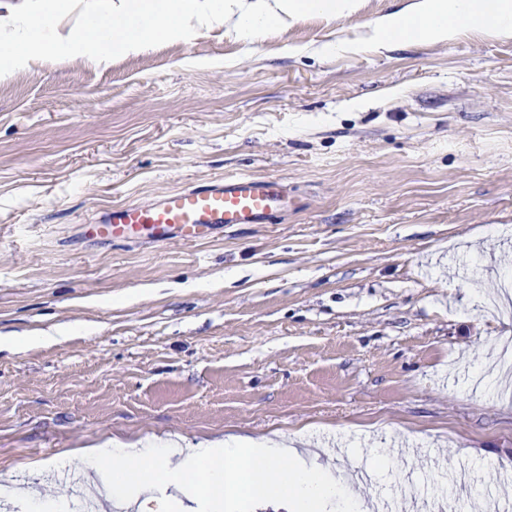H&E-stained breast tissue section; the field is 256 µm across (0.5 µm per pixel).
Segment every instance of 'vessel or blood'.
<instances>
[{
  "label": "vessel or blood",
  "mask_w": 512,
  "mask_h": 512,
  "mask_svg": "<svg viewBox=\"0 0 512 512\" xmlns=\"http://www.w3.org/2000/svg\"><path fill=\"white\" fill-rule=\"evenodd\" d=\"M294 205L281 181L268 176H225L160 196L127 203L89 218L85 237L100 241L183 244L208 239L225 226L263 224Z\"/></svg>",
  "instance_id": "obj_1"
}]
</instances>
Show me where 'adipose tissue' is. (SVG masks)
Instances as JSON below:
<instances>
[{
	"instance_id": "ef3b65f1",
	"label": "adipose tissue",
	"mask_w": 512,
	"mask_h": 512,
	"mask_svg": "<svg viewBox=\"0 0 512 512\" xmlns=\"http://www.w3.org/2000/svg\"><path fill=\"white\" fill-rule=\"evenodd\" d=\"M360 6L361 0H89L97 24L77 34L61 27L69 0L38 10L32 0H0V81L62 44L68 54L100 64L111 61L113 49L136 55L156 40L185 37L212 20L231 21L237 36L251 41L304 10L346 16ZM465 27H488L512 38V0H411L401 13L381 17L371 37L383 49L396 42L445 43ZM175 454L172 447L119 445L88 454L85 461L112 472L113 494L159 482L190 484L203 489L212 512H236L241 503L259 499L288 503L295 512H319L329 499L351 498L345 479L287 464L286 449L271 444L228 448L210 442L185 449L186 460L177 465L171 462Z\"/></svg>"
}]
</instances>
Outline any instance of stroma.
<instances>
[{
  "label": "stroma",
  "instance_id": "obj_1",
  "mask_svg": "<svg viewBox=\"0 0 512 512\" xmlns=\"http://www.w3.org/2000/svg\"><path fill=\"white\" fill-rule=\"evenodd\" d=\"M408 0L221 24L96 66L57 48L0 82V512L91 493L84 449L267 438L430 512L512 507V39H370ZM295 206L195 244L85 240L81 222L220 176ZM388 454L390 463L380 461Z\"/></svg>",
  "mask_w": 512,
  "mask_h": 512
}]
</instances>
